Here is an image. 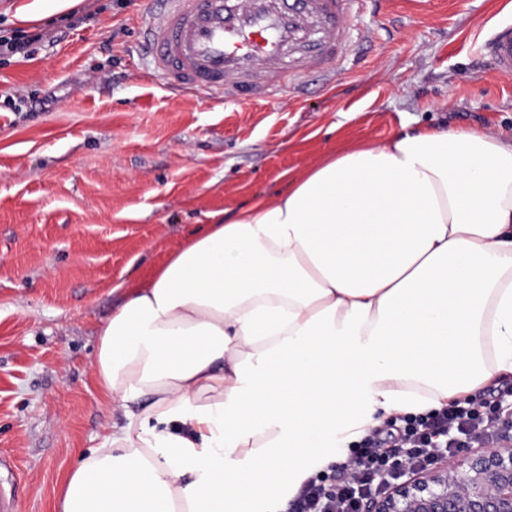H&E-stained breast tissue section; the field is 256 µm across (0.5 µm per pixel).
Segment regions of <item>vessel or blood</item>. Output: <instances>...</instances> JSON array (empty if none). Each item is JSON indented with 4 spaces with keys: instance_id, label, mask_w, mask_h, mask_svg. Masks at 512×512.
Masks as SVG:
<instances>
[{
    "instance_id": "b4317fda",
    "label": "vessel or blood",
    "mask_w": 512,
    "mask_h": 512,
    "mask_svg": "<svg viewBox=\"0 0 512 512\" xmlns=\"http://www.w3.org/2000/svg\"><path fill=\"white\" fill-rule=\"evenodd\" d=\"M352 0H161L144 27L151 68L168 86L255 102L329 73L353 45L342 23ZM512 76V25L484 44Z\"/></svg>"
}]
</instances>
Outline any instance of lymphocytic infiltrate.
I'll use <instances>...</instances> for the list:
<instances>
[{
  "instance_id": "f902f5d3",
  "label": "lymphocytic infiltrate",
  "mask_w": 512,
  "mask_h": 512,
  "mask_svg": "<svg viewBox=\"0 0 512 512\" xmlns=\"http://www.w3.org/2000/svg\"><path fill=\"white\" fill-rule=\"evenodd\" d=\"M512 383L419 414L398 415L347 450L340 472L306 479L289 512H358L367 497L398 477L397 464L422 467L467 448L492 447L512 432Z\"/></svg>"
}]
</instances>
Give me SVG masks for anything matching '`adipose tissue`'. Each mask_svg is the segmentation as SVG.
I'll return each mask as SVG.
<instances>
[{"instance_id": "obj_1", "label": "adipose tissue", "mask_w": 512, "mask_h": 512, "mask_svg": "<svg viewBox=\"0 0 512 512\" xmlns=\"http://www.w3.org/2000/svg\"><path fill=\"white\" fill-rule=\"evenodd\" d=\"M94 372L118 419L60 512H280L340 445L512 374V140L327 155L130 284Z\"/></svg>"}]
</instances>
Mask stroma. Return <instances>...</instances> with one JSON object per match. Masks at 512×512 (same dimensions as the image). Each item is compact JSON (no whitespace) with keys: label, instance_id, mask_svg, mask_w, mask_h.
<instances>
[{"label":"stroma","instance_id":"obj_1","mask_svg":"<svg viewBox=\"0 0 512 512\" xmlns=\"http://www.w3.org/2000/svg\"><path fill=\"white\" fill-rule=\"evenodd\" d=\"M354 9L356 60L259 102L166 86L142 47L152 0H80L28 22L45 35L29 56L0 57V455L22 512H57L63 476L108 434L94 360L123 285L210 214L416 127L512 139V77L481 54L512 0Z\"/></svg>","mask_w":512,"mask_h":512}]
</instances>
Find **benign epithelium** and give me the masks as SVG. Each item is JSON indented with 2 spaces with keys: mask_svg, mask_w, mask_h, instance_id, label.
<instances>
[{
  "mask_svg": "<svg viewBox=\"0 0 512 512\" xmlns=\"http://www.w3.org/2000/svg\"><path fill=\"white\" fill-rule=\"evenodd\" d=\"M400 479L365 500L360 512H512V436L497 448H471Z\"/></svg>",
  "mask_w": 512,
  "mask_h": 512,
  "instance_id": "7a95c632",
  "label": "benign epithelium"
}]
</instances>
